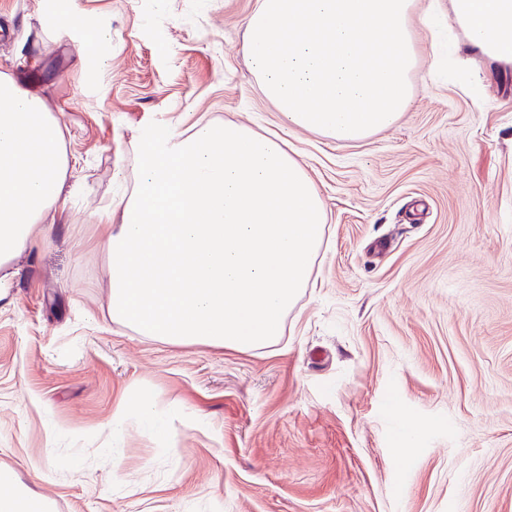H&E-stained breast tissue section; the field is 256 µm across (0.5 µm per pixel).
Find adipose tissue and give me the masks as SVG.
<instances>
[{
    "label": "adipose tissue",
    "mask_w": 512,
    "mask_h": 512,
    "mask_svg": "<svg viewBox=\"0 0 512 512\" xmlns=\"http://www.w3.org/2000/svg\"><path fill=\"white\" fill-rule=\"evenodd\" d=\"M449 12L484 56L512 67V0H449ZM432 17L417 0H257L246 49L289 127L355 142L407 111L416 29ZM69 168L59 120L0 71V298L34 228L63 212Z\"/></svg>",
    "instance_id": "ef3b65f1"
}]
</instances>
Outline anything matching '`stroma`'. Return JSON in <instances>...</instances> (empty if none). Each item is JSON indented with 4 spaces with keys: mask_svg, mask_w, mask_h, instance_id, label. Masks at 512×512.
<instances>
[{
    "mask_svg": "<svg viewBox=\"0 0 512 512\" xmlns=\"http://www.w3.org/2000/svg\"><path fill=\"white\" fill-rule=\"evenodd\" d=\"M416 31L411 101L356 144L284 127L244 48L257 0H0V66L64 130L73 192L0 300V467L56 512H512V68L448 0ZM108 29L98 95L76 63ZM235 123L296 150L326 213L277 343L174 346L113 324L99 220L142 130ZM146 384L154 429L108 422ZM407 442L408 452L398 450ZM121 459L112 483L103 455ZM74 461L60 471L58 457ZM56 23L64 29H80L85 26L86 17L70 7V0H57Z\"/></svg>",
    "mask_w": 512,
    "mask_h": 512,
    "instance_id": "35a3bbf8",
    "label": "stroma"
}]
</instances>
